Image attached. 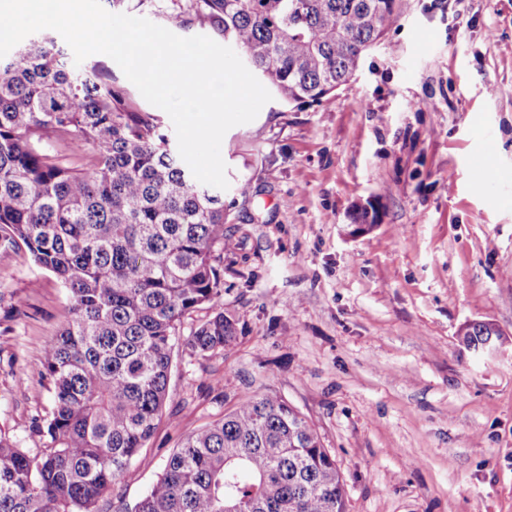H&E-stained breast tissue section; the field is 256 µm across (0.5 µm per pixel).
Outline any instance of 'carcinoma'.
<instances>
[{
	"mask_svg": "<svg viewBox=\"0 0 512 512\" xmlns=\"http://www.w3.org/2000/svg\"><path fill=\"white\" fill-rule=\"evenodd\" d=\"M205 25L286 105L321 102L398 19L395 0H107ZM89 152L69 167L40 148ZM25 247L68 289L42 355L53 407L32 453L0 435V512H104L147 447L176 345L206 356L237 336L224 314V194L200 185L155 115L97 66L71 67L45 33L0 58V251ZM212 313L182 336L183 317ZM488 323L465 328L476 350ZM336 458L270 394L187 435L131 512H346Z\"/></svg>",
	"mask_w": 512,
	"mask_h": 512,
	"instance_id": "cac0c4a2",
	"label": "carcinoma"
}]
</instances>
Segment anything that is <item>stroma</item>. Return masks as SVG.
I'll return each instance as SVG.
<instances>
[{"instance_id":"obj_1","label":"stroma","mask_w":512,"mask_h":512,"mask_svg":"<svg viewBox=\"0 0 512 512\" xmlns=\"http://www.w3.org/2000/svg\"><path fill=\"white\" fill-rule=\"evenodd\" d=\"M396 12L334 94L272 99L225 134L237 338L176 352L162 420L115 486L129 510L185 435L274 394L335 455L346 512H512V0ZM368 203L377 221L355 231ZM68 303L25 248L0 251V434L33 453ZM478 321L497 352L463 345Z\"/></svg>"}]
</instances>
